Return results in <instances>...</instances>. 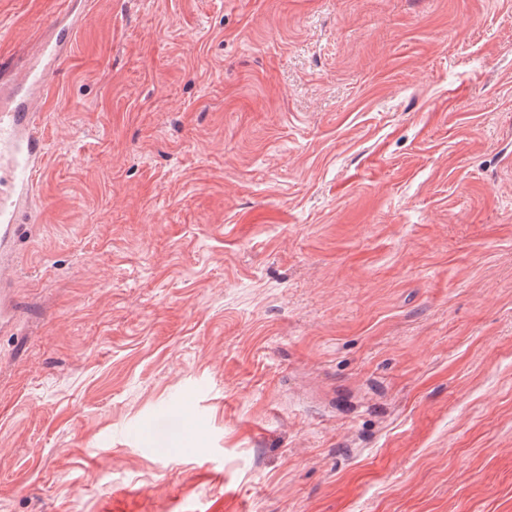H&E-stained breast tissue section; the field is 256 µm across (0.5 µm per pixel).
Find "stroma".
Instances as JSON below:
<instances>
[{
	"instance_id": "35a3bbf8",
	"label": "stroma",
	"mask_w": 512,
	"mask_h": 512,
	"mask_svg": "<svg viewBox=\"0 0 512 512\" xmlns=\"http://www.w3.org/2000/svg\"><path fill=\"white\" fill-rule=\"evenodd\" d=\"M60 8L0 0V60ZM85 10L0 512H512V0Z\"/></svg>"
}]
</instances>
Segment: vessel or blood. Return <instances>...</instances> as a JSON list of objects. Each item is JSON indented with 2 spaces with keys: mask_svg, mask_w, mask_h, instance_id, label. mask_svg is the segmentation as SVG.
Wrapping results in <instances>:
<instances>
[{
  "mask_svg": "<svg viewBox=\"0 0 512 512\" xmlns=\"http://www.w3.org/2000/svg\"><path fill=\"white\" fill-rule=\"evenodd\" d=\"M65 4L48 27L43 66L18 69L7 62L0 64V333L15 327L6 291L19 272L15 243L20 220L33 215L31 195L46 161L37 129L43 95L84 19L80 0H65Z\"/></svg>",
  "mask_w": 512,
  "mask_h": 512,
  "instance_id": "b4317fda",
  "label": "vessel or blood"
}]
</instances>
